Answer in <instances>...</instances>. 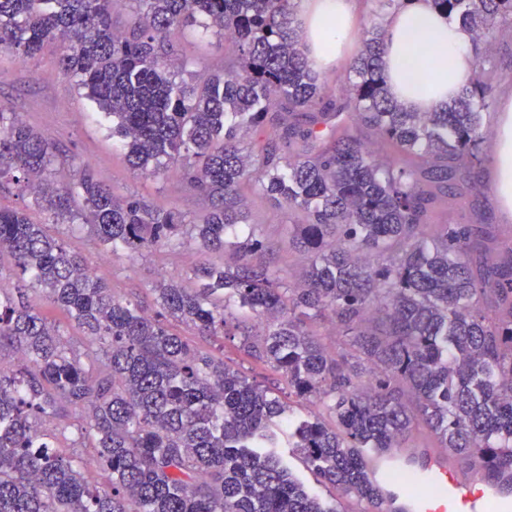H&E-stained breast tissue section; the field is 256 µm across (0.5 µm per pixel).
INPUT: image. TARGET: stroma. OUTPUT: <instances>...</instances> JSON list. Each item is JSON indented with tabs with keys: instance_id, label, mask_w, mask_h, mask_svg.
<instances>
[{
	"instance_id": "1",
	"label": "stroma",
	"mask_w": 512,
	"mask_h": 512,
	"mask_svg": "<svg viewBox=\"0 0 512 512\" xmlns=\"http://www.w3.org/2000/svg\"><path fill=\"white\" fill-rule=\"evenodd\" d=\"M171 53L181 62L193 65L194 72L216 74L224 69L228 45L213 33L202 36L183 31L172 36ZM0 106L19 113L31 128L46 136L56 147L64 164L52 174L57 182L70 181L79 164L90 165L98 178L120 196H134L147 205L172 209L186 219L202 217L209 202L200 192L176 174L164 177L135 175L123 153L112 146V136L90 116L87 100L74 82L65 77L55 49L25 58L0 49ZM493 163L457 172L455 195L440 194L430 205L426 222L440 224L492 225L502 258L512 257V214L502 211L493 188ZM247 222L270 245L266 256L276 268L299 276V252L288 231V213L276 208L264 197H249ZM71 249L79 253L89 267L111 282L117 296L137 299L153 306L152 288L160 276L184 277L200 260L194 240L183 238L176 248H161L140 255L109 256L97 250L87 232L67 234Z\"/></svg>"
}]
</instances>
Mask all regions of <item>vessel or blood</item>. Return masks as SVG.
I'll return each instance as SVG.
<instances>
[{"instance_id": "vessel-or-blood-1", "label": "vessel or blood", "mask_w": 512, "mask_h": 512, "mask_svg": "<svg viewBox=\"0 0 512 512\" xmlns=\"http://www.w3.org/2000/svg\"><path fill=\"white\" fill-rule=\"evenodd\" d=\"M367 461L385 512H493L496 499L512 505V476L489 483L436 448H403L386 459L371 454ZM394 464L420 472V481L410 488L388 481L385 473Z\"/></svg>"}]
</instances>
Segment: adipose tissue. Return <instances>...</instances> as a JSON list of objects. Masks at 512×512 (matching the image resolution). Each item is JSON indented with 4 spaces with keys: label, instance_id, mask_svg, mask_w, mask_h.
Returning <instances> with one entry per match:
<instances>
[{
    "label": "adipose tissue",
    "instance_id": "adipose-tissue-1",
    "mask_svg": "<svg viewBox=\"0 0 512 512\" xmlns=\"http://www.w3.org/2000/svg\"><path fill=\"white\" fill-rule=\"evenodd\" d=\"M304 47L317 65L343 59L356 40L349 0H299ZM391 96L411 112H439L469 81L475 69L471 36L461 21L411 0L389 19L380 55ZM493 188L512 214V96L505 98L493 135Z\"/></svg>",
    "mask_w": 512,
    "mask_h": 512
}]
</instances>
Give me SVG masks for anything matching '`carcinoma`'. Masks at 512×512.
Instances as JSON below:
<instances>
[{
  "mask_svg": "<svg viewBox=\"0 0 512 512\" xmlns=\"http://www.w3.org/2000/svg\"><path fill=\"white\" fill-rule=\"evenodd\" d=\"M0 0V48L59 52L131 168L175 170L210 202L192 223L119 197L84 166L59 185L51 142L0 107V188L13 184L47 215L0 207V512H336L292 473L281 436L320 482L383 512L364 452L403 448L423 426L448 458L488 478L512 471V260L471 224L425 232L431 187L482 164V118L494 71L441 112H408L380 68L386 28L373 23L341 94L303 50L297 0ZM460 19L473 44L512 30V0H427ZM232 37L224 72L184 78L168 35L190 26ZM354 115L375 135L368 145ZM257 136V146L245 139ZM251 185L288 211L303 261L292 282L258 257L245 230ZM86 229L104 254L193 239L206 255L193 287L163 280L158 310L121 299L48 225ZM68 313L86 342L29 301ZM347 338L329 353L308 322ZM242 337L286 388L249 380L170 323ZM333 423L288 422L287 399Z\"/></svg>",
  "mask_w": 512,
  "mask_h": 512,
  "instance_id": "cac0c4a2",
  "label": "carcinoma"
}]
</instances>
